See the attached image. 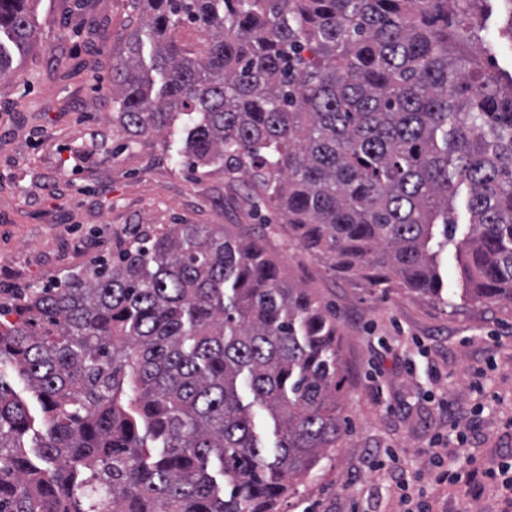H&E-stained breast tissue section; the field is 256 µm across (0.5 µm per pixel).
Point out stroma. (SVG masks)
Masks as SVG:
<instances>
[{"mask_svg": "<svg viewBox=\"0 0 512 512\" xmlns=\"http://www.w3.org/2000/svg\"><path fill=\"white\" fill-rule=\"evenodd\" d=\"M497 0L481 15L495 71L512 73V41ZM30 50L0 78V301H17L63 280L98 257H111L128 224H220L231 237H265L287 280L308 288L336 314L344 374L347 447L328 452L297 497L279 512H397L389 448L405 449L403 467L420 471L434 512H457L446 489H432L420 451L435 435L449 446L441 396L476 416L478 458L512 455V306L462 296L455 247L440 256L445 296L380 293L337 275L288 237L271 207L246 195L223 170L192 167L182 156L188 116L131 146L112 123V57L140 22L131 0H38ZM484 370V391L465 373Z\"/></svg>", "mask_w": 512, "mask_h": 512, "instance_id": "35a3bbf8", "label": "stroma"}]
</instances>
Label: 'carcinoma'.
<instances>
[{
    "label": "carcinoma",
    "instance_id": "obj_1",
    "mask_svg": "<svg viewBox=\"0 0 512 512\" xmlns=\"http://www.w3.org/2000/svg\"><path fill=\"white\" fill-rule=\"evenodd\" d=\"M134 2L123 133L196 117L195 166L247 176L302 251L384 293L443 299L464 186L462 294L512 304V75L482 63L487 0ZM35 32L34 0H0V73ZM337 334L263 237L128 225L112 259L0 302V512H275L346 445Z\"/></svg>",
    "mask_w": 512,
    "mask_h": 512
}]
</instances>
